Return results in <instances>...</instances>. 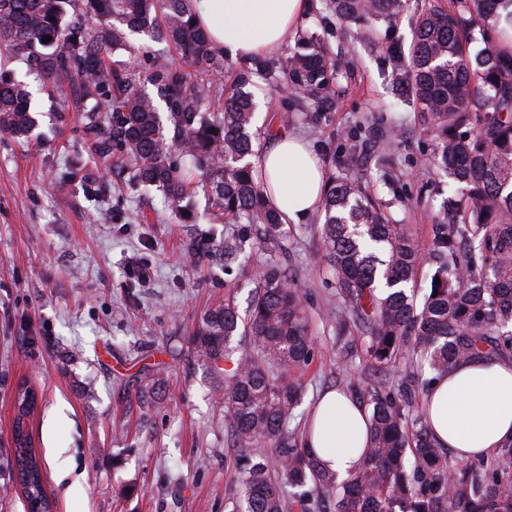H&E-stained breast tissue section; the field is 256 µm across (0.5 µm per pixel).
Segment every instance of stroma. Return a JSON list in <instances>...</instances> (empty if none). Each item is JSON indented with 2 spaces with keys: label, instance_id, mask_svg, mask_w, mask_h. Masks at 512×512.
Instances as JSON below:
<instances>
[{
  "label": "stroma",
  "instance_id": "35a3bbf8",
  "mask_svg": "<svg viewBox=\"0 0 512 512\" xmlns=\"http://www.w3.org/2000/svg\"><path fill=\"white\" fill-rule=\"evenodd\" d=\"M425 2L410 0L389 26L324 21L323 0H310L298 27L336 63V96L318 123L303 120L287 87L261 79L253 87L258 145L280 133L301 136L323 170L353 138L378 133L379 150L350 171L371 179L389 216L406 225L421 254L423 290L449 178L421 162L433 144L413 98L392 87L386 48L409 45L414 11ZM31 89L39 122L32 139L0 133V512H25L10 443L23 383L36 391L31 432L58 512H229L238 458L214 396L220 381L189 342L204 310L231 296L246 308L256 270L283 266L314 339L289 432L300 434L321 390L366 395L360 328L323 316L337 298L319 216L270 238L259 225L225 223L200 198L195 223H183L160 192L96 156L77 115L57 122L47 94L36 83ZM228 236L244 240L243 253L218 255ZM138 262L152 265L150 282L133 274Z\"/></svg>",
  "mask_w": 512,
  "mask_h": 512
}]
</instances>
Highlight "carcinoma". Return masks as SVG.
<instances>
[{
  "label": "carcinoma",
  "mask_w": 512,
  "mask_h": 512,
  "mask_svg": "<svg viewBox=\"0 0 512 512\" xmlns=\"http://www.w3.org/2000/svg\"><path fill=\"white\" fill-rule=\"evenodd\" d=\"M500 2L431 6L416 16L408 52L388 48L396 93L415 100L435 141L427 164L465 194L446 201L452 223L435 229L436 263L422 301L409 287L420 257L406 225L390 221L374 185L351 175L346 162L333 164L327 182L321 240L339 301L336 324L349 316L365 334L370 445L361 468L337 481L286 429L303 396L293 374L309 364L313 345L300 291L286 270L262 267L245 314L226 299L201 317L190 339L194 352L214 372L223 361L232 364L222 399L232 447L247 459L232 512H512V448L491 465L450 467L424 410L410 413L411 380L403 378L396 392L389 387L403 363L441 374L479 353L512 356V50L498 39ZM405 6L406 0L328 4L348 22L367 15L390 23ZM134 33L168 43L179 63L157 58L144 77L134 67L108 66L111 50L136 53ZM478 35L484 47L473 54ZM14 62L26 65L48 97L74 103L90 134H106L96 142L99 157L128 162L136 180L161 192L173 212H191L198 192L224 222L262 224L274 237L283 219L269 203L268 179L255 174L253 76L288 84L300 111L328 107L335 96L322 45L304 35L288 68L243 71L224 93V55L193 22L188 0H0V130L28 139L36 109L28 83L10 68ZM148 83L158 97L145 90ZM177 149L198 173L192 191L171 161ZM28 398L29 387H20L17 477L27 512H51L47 469L27 430L35 408ZM266 445L276 452L275 466L249 455Z\"/></svg>",
  "instance_id": "1"
}]
</instances>
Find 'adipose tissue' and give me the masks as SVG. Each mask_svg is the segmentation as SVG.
<instances>
[{
  "instance_id": "ef3b65f1",
  "label": "adipose tissue",
  "mask_w": 512,
  "mask_h": 512,
  "mask_svg": "<svg viewBox=\"0 0 512 512\" xmlns=\"http://www.w3.org/2000/svg\"><path fill=\"white\" fill-rule=\"evenodd\" d=\"M309 0H191L196 22L216 50L240 62L278 51L304 15ZM271 201L296 222L322 202L325 179L307 142L273 138L259 156ZM424 405L438 446L460 458L488 461L512 446V360L479 354L437 378ZM369 413L348 394L324 392L304 429L303 445L319 465L339 478L359 469L369 445Z\"/></svg>"
}]
</instances>
